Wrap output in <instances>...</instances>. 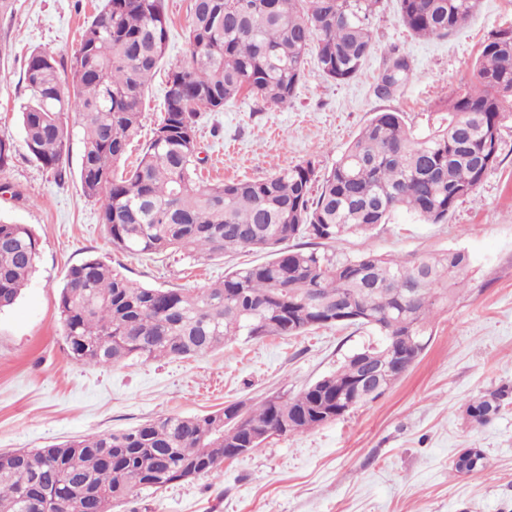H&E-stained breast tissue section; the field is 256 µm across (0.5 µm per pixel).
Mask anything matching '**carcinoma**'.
Masks as SVG:
<instances>
[{"label": "carcinoma", "instance_id": "cac0c4a2", "mask_svg": "<svg viewBox=\"0 0 512 512\" xmlns=\"http://www.w3.org/2000/svg\"><path fill=\"white\" fill-rule=\"evenodd\" d=\"M414 36L446 39L473 16L479 0H397ZM382 0H190L186 27L192 59L172 64L164 112L136 165L120 167L137 137L148 85L164 63L170 20L165 0H104L66 62L41 48L24 65L26 103L20 121L29 157L62 177L73 140L79 180L99 203L112 246L129 255L187 250L205 260L244 249L265 252L262 264L238 268L207 288L149 287L98 257L69 268L58 312L70 355L89 366L130 359L180 360L211 353L238 337L298 336L327 325L371 328L378 340L346 357L336 372L300 392L278 393L254 411L238 404L194 417L170 415L121 432L86 436L27 451L0 468V512H111L133 489L159 490L187 473L217 472L225 456L280 423L303 433L343 417L336 394L360 408L355 382L368 356L385 365L397 349L414 358L429 342L426 325L450 307L465 284L468 255L449 251L405 262L370 251L336 249L344 237L406 213L444 224L475 194L500 157L501 127L512 117V26L492 31L473 80L448 92L416 136L400 112H378L331 169L315 162L261 180L198 179L197 119L238 98L257 110L283 107L316 52L322 75L346 82L373 47L372 19ZM380 74L391 89L414 77L392 47ZM78 118L79 132L69 125ZM312 240L290 249L288 241ZM40 243L25 224L0 220V312L11 308L36 269ZM350 310L340 315L336 304ZM512 399L502 386L471 401L470 425ZM241 417L244 424L233 419Z\"/></svg>", "mask_w": 512, "mask_h": 512}]
</instances>
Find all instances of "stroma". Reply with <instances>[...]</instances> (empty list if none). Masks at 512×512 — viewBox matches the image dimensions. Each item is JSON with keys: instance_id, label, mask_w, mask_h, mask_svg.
Here are the masks:
<instances>
[{"instance_id": "1", "label": "stroma", "mask_w": 512, "mask_h": 512, "mask_svg": "<svg viewBox=\"0 0 512 512\" xmlns=\"http://www.w3.org/2000/svg\"><path fill=\"white\" fill-rule=\"evenodd\" d=\"M101 3L17 0L14 12L0 17V135L15 143L11 163L0 169V219L28 225L40 242L31 282L0 312V453L120 432L152 418L201 416L235 402L252 406L334 372L371 338L367 330L333 325L299 336L240 337L189 360L94 367L72 359L57 310L72 265L93 256L141 285L200 289L268 259L260 251L199 261L179 253L127 256L113 248L96 202L84 196L77 163L58 178L30 159L20 123L27 54L41 47L71 57ZM187 6L167 0L171 63L191 57ZM509 26L512 0H480L455 35L416 38L400 23L395 0H384L372 25L375 47L354 79L326 80L312 59L287 106L259 111L241 99L202 113L199 172L225 182L265 178L308 160L327 170L385 110L404 112L408 126L422 132L449 89L469 80L488 34ZM390 45L407 56L416 77L380 98L374 87ZM501 134L498 164L447 223L399 215L338 244L349 254L404 261L451 249L471 259L467 290L432 320L431 343L403 378L342 419L273 438L224 462L220 472L134 491L113 512H512V405L477 428L465 415L472 400L512 386V119ZM465 448L483 450L484 470L453 471Z\"/></svg>"}]
</instances>
